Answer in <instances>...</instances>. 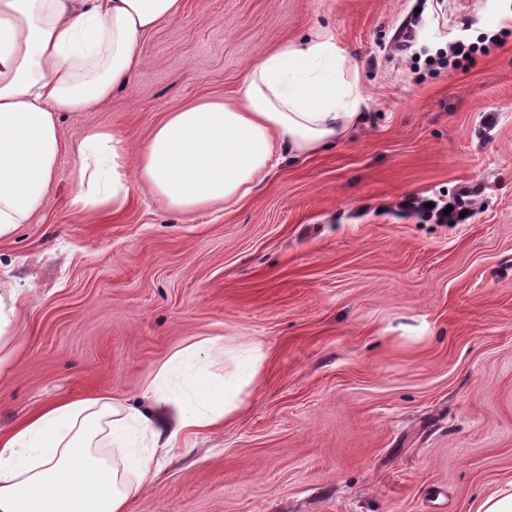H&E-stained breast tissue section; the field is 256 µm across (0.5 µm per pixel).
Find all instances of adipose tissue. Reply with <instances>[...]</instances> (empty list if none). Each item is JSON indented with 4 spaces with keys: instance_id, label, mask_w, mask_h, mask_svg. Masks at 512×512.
Segmentation results:
<instances>
[{
    "instance_id": "1",
    "label": "adipose tissue",
    "mask_w": 512,
    "mask_h": 512,
    "mask_svg": "<svg viewBox=\"0 0 512 512\" xmlns=\"http://www.w3.org/2000/svg\"><path fill=\"white\" fill-rule=\"evenodd\" d=\"M183 9L184 0H0V239L44 206L63 149L60 114L106 104L142 63L143 38ZM361 100L333 38L285 45L253 66L236 105L169 113L139 152L110 128H84L68 173L72 210L120 213L134 179L182 212L232 208L276 155L306 156L343 138L363 118ZM21 299L0 285V368L17 350ZM212 349L206 339L174 352L141 402H50L0 431V512H130L172 437L233 413L223 380L202 363Z\"/></svg>"
}]
</instances>
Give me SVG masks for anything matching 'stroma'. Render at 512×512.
<instances>
[{"label": "stroma", "mask_w": 512, "mask_h": 512, "mask_svg": "<svg viewBox=\"0 0 512 512\" xmlns=\"http://www.w3.org/2000/svg\"><path fill=\"white\" fill-rule=\"evenodd\" d=\"M414 15L411 48L388 56ZM318 34L364 96L336 144L279 162L230 211L181 213L135 184L121 214L83 218L65 150L41 213L0 241V281L23 291L0 429L52 401H135L195 342L220 340L226 378L262 349L232 419L174 439L130 512H475L512 480V0H184L129 85L62 114L64 140L105 126L141 147ZM495 34L474 62L427 64ZM464 189L465 224L397 210Z\"/></svg>", "instance_id": "35a3bbf8"}]
</instances>
